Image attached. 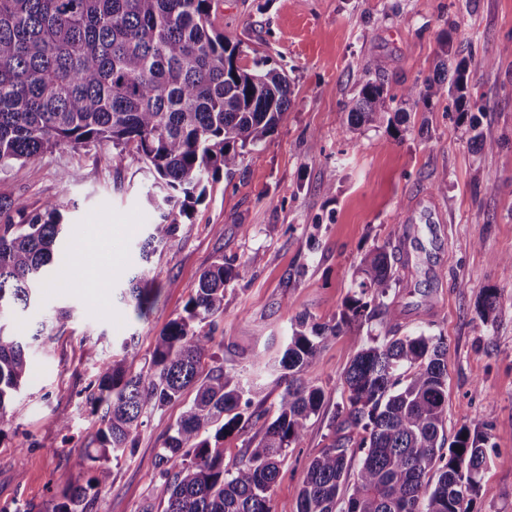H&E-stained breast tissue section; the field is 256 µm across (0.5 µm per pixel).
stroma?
I'll return each instance as SVG.
<instances>
[{"mask_svg": "<svg viewBox=\"0 0 512 512\" xmlns=\"http://www.w3.org/2000/svg\"><path fill=\"white\" fill-rule=\"evenodd\" d=\"M210 20L241 42L247 59L282 67L294 94L277 129L233 175L209 186L148 263H140L138 244L159 212L147 199L152 176L134 153L60 146L0 171V197L23 198L32 209L58 202L65 224L58 287L39 289L28 309L8 319L30 341L31 372L0 418V512H54L66 485L86 483L89 471L72 460L100 426L85 402L99 364L120 359L128 342L141 368L217 256L248 272L227 287L215 356L201 369L223 363L250 388L253 409L265 410L284 389L278 361L292 319L307 314L321 322L339 311L363 254L405 219L404 262L389 297L400 331L445 338L446 434L474 419L491 421L474 510L512 512V278L498 266L512 255V55L501 52L512 42V0H215ZM450 30L446 56L440 40ZM443 56L468 60L471 101L497 148H479L445 96L408 106L407 122L395 129L343 125L370 60H381L378 79L398 95L433 76ZM487 56L496 57L494 67H481ZM71 170L77 180H68ZM217 224L223 234L214 233ZM102 230L116 264L104 296L95 298L78 276L84 243ZM139 270L157 290L141 319L120 300L128 275ZM490 288L497 306L485 321L477 307ZM39 328L45 341L32 338ZM367 339L364 329L342 332L306 373L325 399L288 451L272 512H296L305 469L346 402L345 368ZM184 407L178 401L144 414L132 454L110 462L109 482L88 512H141L155 501L156 452Z\"/></svg>", "mask_w": 512, "mask_h": 512, "instance_id": "stroma-1", "label": "stroma"}]
</instances>
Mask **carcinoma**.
<instances>
[{"instance_id":"carcinoma-1","label":"carcinoma","mask_w":512,"mask_h":512,"mask_svg":"<svg viewBox=\"0 0 512 512\" xmlns=\"http://www.w3.org/2000/svg\"><path fill=\"white\" fill-rule=\"evenodd\" d=\"M211 11L212 0H0V170L62 145L133 150L154 176L150 201L168 207L139 244L149 261L208 185L233 174L245 149L275 131L293 94L283 69L242 63L241 43L213 29ZM467 80L460 61L450 86L429 77L406 88L400 103L446 94L463 122ZM389 101L395 96L384 83L365 82L349 105L348 128L401 121L403 108L387 117ZM62 219L58 203L31 210L21 198L0 197V314L28 308L45 284ZM408 235L409 225L393 224L388 242L363 255L354 291L331 320L295 318L279 361L285 388L274 409L255 414L260 439L231 466L224 437L250 408V390L221 366L205 375L200 366L214 358L226 286L247 267L216 259L141 370L126 368L136 358L129 350L99 365L86 395L92 411L103 410L98 447L73 462L93 475L65 487L56 512H86L110 479L105 462L133 448L146 409L179 401L190 388L195 398L156 454L163 512H271L288 449L306 435L325 397L304 375L343 329L373 321L384 333L369 337L345 369L347 401L329 443L306 468L297 512H473L490 421L447 437L448 344L424 332L398 335L399 317L387 302L397 284L389 246ZM121 298L136 316L149 312L154 289L144 271L127 280ZM26 347L0 324V418L29 374Z\"/></svg>"}]
</instances>
